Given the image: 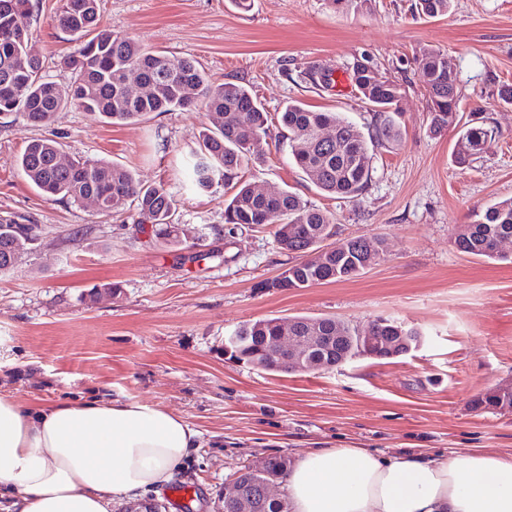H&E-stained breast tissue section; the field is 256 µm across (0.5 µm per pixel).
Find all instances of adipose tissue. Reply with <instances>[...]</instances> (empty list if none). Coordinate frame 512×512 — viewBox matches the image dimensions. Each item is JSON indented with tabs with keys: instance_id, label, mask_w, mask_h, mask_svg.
Here are the masks:
<instances>
[{
	"instance_id": "obj_1",
	"label": "adipose tissue",
	"mask_w": 512,
	"mask_h": 512,
	"mask_svg": "<svg viewBox=\"0 0 512 512\" xmlns=\"http://www.w3.org/2000/svg\"><path fill=\"white\" fill-rule=\"evenodd\" d=\"M199 439L147 401L30 407L0 392V497L12 512H109L170 483ZM283 487L290 512H512V453L318 449Z\"/></svg>"
}]
</instances>
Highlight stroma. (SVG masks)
Returning <instances> with one entry per match:
<instances>
[{
    "label": "stroma",
    "mask_w": 512,
    "mask_h": 512,
    "mask_svg": "<svg viewBox=\"0 0 512 512\" xmlns=\"http://www.w3.org/2000/svg\"><path fill=\"white\" fill-rule=\"evenodd\" d=\"M414 0H375L345 11L327 0H103L115 34L197 61L211 81L239 83L269 116L263 162L246 181L298 194L332 216L334 243L363 236L386 243L379 260L343 282L273 288L294 261L272 227L224 221V187L193 184L188 162L209 125L203 109L153 113L120 125L71 105L51 124L0 118V218L38 225L40 240L0 272V391L27 404L142 400L182 415L201 446L171 484L153 491L183 512L174 487H193V512H215L225 483L272 455L313 448H464L512 453V412L478 410L476 397L512 382V262L466 255L454 245L474 212L512 197V0H453L448 15L414 16ZM29 47L47 79L72 75L73 52L57 26L59 0H32ZM454 66L461 115L479 111L502 135L469 163L455 162V130L430 127L419 51ZM369 60L404 80L402 140L376 148L372 179L354 198L318 189L278 138L289 102L340 112L367 132L371 115L351 83ZM332 71L323 88L308 71ZM59 141L69 158L103 159L161 184L177 201L187 242L168 246L135 212L100 215L87 201H57L18 170L34 139ZM119 289L107 293V286ZM333 317L364 328L389 318L422 339L393 359L359 357L331 370L272 373L224 356V339L264 318Z\"/></svg>",
    "instance_id": "1"
}]
</instances>
